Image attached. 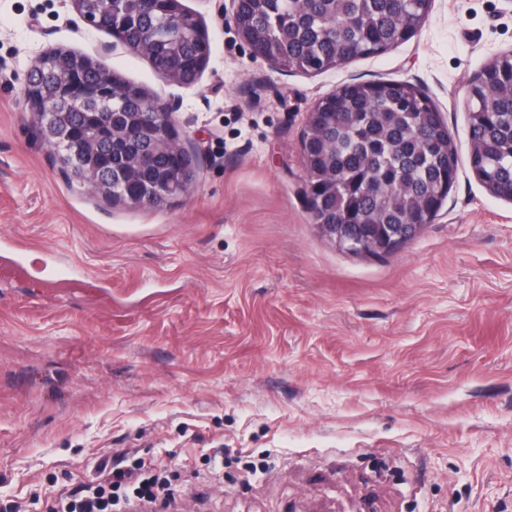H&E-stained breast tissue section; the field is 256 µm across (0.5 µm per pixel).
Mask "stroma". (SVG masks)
Segmentation results:
<instances>
[{
    "label": "stroma",
    "instance_id": "35a3bbf8",
    "mask_svg": "<svg viewBox=\"0 0 512 512\" xmlns=\"http://www.w3.org/2000/svg\"><path fill=\"white\" fill-rule=\"evenodd\" d=\"M196 84L70 0H0V507L43 512L113 452L168 512H512V201L469 163V80L512 50V0H433L414 36L338 69L254 57L217 0ZM66 49L174 103L195 180L158 208L61 169L24 100ZM406 81L459 154L434 224L382 257L322 237L301 140L319 98Z\"/></svg>",
    "mask_w": 512,
    "mask_h": 512
}]
</instances>
